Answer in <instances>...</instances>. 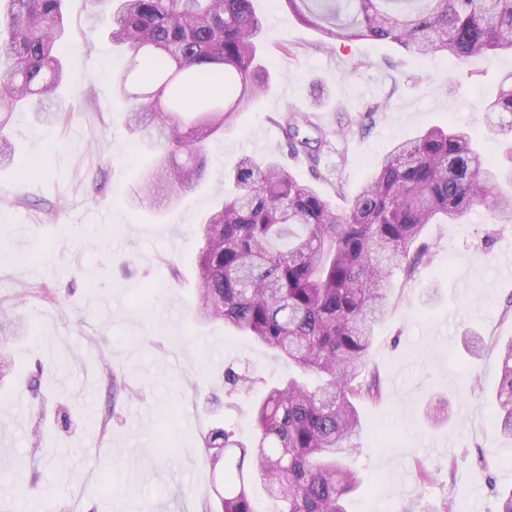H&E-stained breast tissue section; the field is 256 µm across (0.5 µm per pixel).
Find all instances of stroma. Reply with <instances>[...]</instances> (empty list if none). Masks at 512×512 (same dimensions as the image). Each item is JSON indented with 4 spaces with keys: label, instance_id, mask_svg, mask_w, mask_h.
<instances>
[{
    "label": "stroma",
    "instance_id": "stroma-1",
    "mask_svg": "<svg viewBox=\"0 0 512 512\" xmlns=\"http://www.w3.org/2000/svg\"><path fill=\"white\" fill-rule=\"evenodd\" d=\"M270 88L210 145L202 187L162 214L130 208L129 188L154 155L125 125L114 75L127 65L109 37V13L67 0L61 47L66 117L48 125L20 113L15 150L0 171V512H209L223 488L210 429L248 441L260 390L232 389L227 373L269 377L288 366L244 333L201 325L196 226L244 155L271 156L293 177L345 207L398 140L456 124L477 133L490 162L503 137L483 99L512 73V56L456 66L388 42L335 43L274 0H261ZM381 102L385 111L369 112ZM311 112L331 143L317 165L290 154L276 120ZM39 167H31V158ZM343 194H336V187ZM430 262L396 271L392 305L368 363L381 383L363 404L366 426L350 463L364 477L352 512H419L445 499L454 512H496L512 491V443L496 433L491 400L497 345L512 340V224L487 209L462 224H431ZM436 293L426 302V293ZM486 346L471 354L466 332ZM125 384L110 394L108 376ZM449 417L432 424L430 402ZM42 433L33 451L34 433ZM428 465L422 482L419 464Z\"/></svg>",
    "mask_w": 512,
    "mask_h": 512
}]
</instances>
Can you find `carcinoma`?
Here are the masks:
<instances>
[{"mask_svg": "<svg viewBox=\"0 0 512 512\" xmlns=\"http://www.w3.org/2000/svg\"><path fill=\"white\" fill-rule=\"evenodd\" d=\"M112 16V43L129 55L117 91L131 101L126 127L158 151L129 204L159 212L204 181L208 146L267 88L264 21L254 0H95ZM319 46L396 43L413 55L464 64L512 53V0H282ZM64 0H0V169L13 160L4 135L16 111L53 123L64 80ZM490 127L512 135V73L484 105ZM290 152L317 163L322 140L310 116L278 120ZM232 191L199 224L197 319L244 332L302 376L267 384L255 404L252 446L211 431L212 465L224 461L221 512H258L257 491L282 512H347L363 478L348 465L363 432L359 404L380 393L366 363L384 320L395 268L430 257L429 224H461L485 207L512 224V148L488 162L473 133L433 126L395 143L339 211L318 189L270 159L246 156ZM501 380L492 402L498 434L512 440V341L498 347ZM245 391L266 380L234 374Z\"/></svg>", "mask_w": 512, "mask_h": 512, "instance_id": "carcinoma-1", "label": "carcinoma"}]
</instances>
